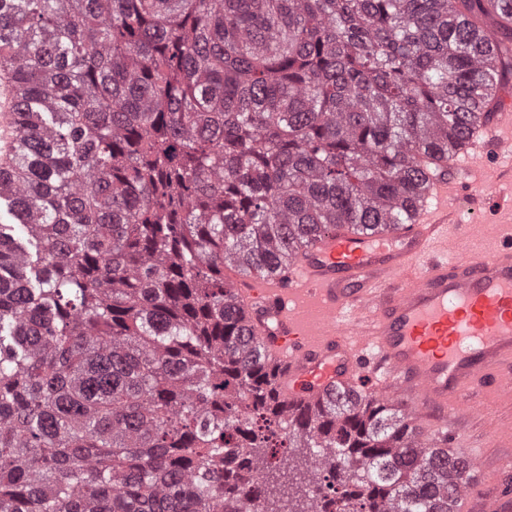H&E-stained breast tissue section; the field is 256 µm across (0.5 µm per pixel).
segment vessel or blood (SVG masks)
<instances>
[{"label":"vessel or blood","mask_w":512,"mask_h":512,"mask_svg":"<svg viewBox=\"0 0 512 512\" xmlns=\"http://www.w3.org/2000/svg\"><path fill=\"white\" fill-rule=\"evenodd\" d=\"M22 103L0 80V181L14 178ZM473 134L426 173L408 223L346 226L310 236L286 265L233 281L234 304L258 353L276 370L279 398L308 404L342 390L388 399L411 416L424 447L472 456L461 417L491 391L512 432V232L491 252H463L476 224L449 231L459 177L474 160L512 154V99L475 113ZM476 470L456 512H512V476L488 485Z\"/></svg>","instance_id":"vessel-or-blood-1"}]
</instances>
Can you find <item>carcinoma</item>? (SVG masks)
<instances>
[{"instance_id":"obj_1","label":"carcinoma","mask_w":512,"mask_h":512,"mask_svg":"<svg viewBox=\"0 0 512 512\" xmlns=\"http://www.w3.org/2000/svg\"><path fill=\"white\" fill-rule=\"evenodd\" d=\"M497 4H0L27 106L0 183L24 233L0 224V512H250L224 503V449L275 438L318 477L349 467L339 512H454L469 465L388 400H279L224 268L407 223L421 149L452 156L512 79Z\"/></svg>"}]
</instances>
